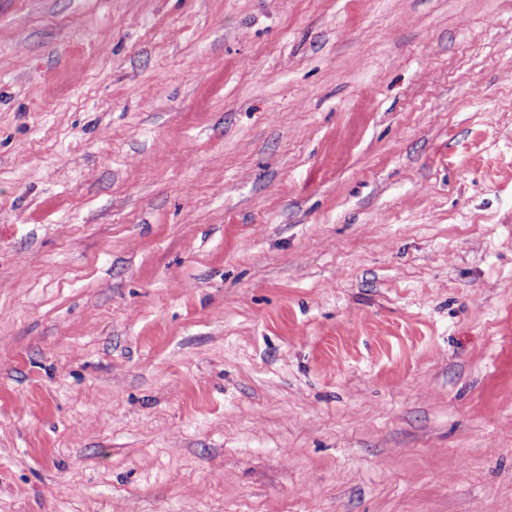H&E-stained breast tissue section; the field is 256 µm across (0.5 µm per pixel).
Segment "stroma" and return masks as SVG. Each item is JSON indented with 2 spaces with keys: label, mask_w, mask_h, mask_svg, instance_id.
<instances>
[{
  "label": "stroma",
  "mask_w": 512,
  "mask_h": 512,
  "mask_svg": "<svg viewBox=\"0 0 512 512\" xmlns=\"http://www.w3.org/2000/svg\"><path fill=\"white\" fill-rule=\"evenodd\" d=\"M0 512H512V0H0Z\"/></svg>",
  "instance_id": "stroma-1"
}]
</instances>
